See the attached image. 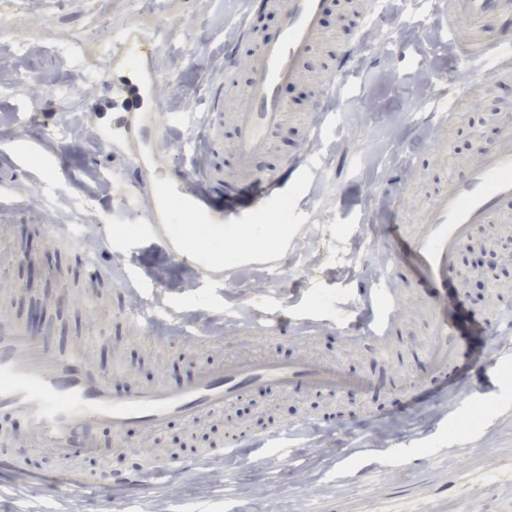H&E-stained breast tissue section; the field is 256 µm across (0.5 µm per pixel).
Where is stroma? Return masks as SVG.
<instances>
[{
	"label": "stroma",
	"mask_w": 512,
	"mask_h": 512,
	"mask_svg": "<svg viewBox=\"0 0 512 512\" xmlns=\"http://www.w3.org/2000/svg\"><path fill=\"white\" fill-rule=\"evenodd\" d=\"M275 35L274 15L249 16L245 0H56L0 11V191L19 209L0 213V319L25 325L38 301L46 315L41 343L58 354L82 351L92 373H109L113 389L133 395L157 383L177 388L197 370L235 358L290 360L303 354L335 363L352 391L246 392L220 409L176 419L157 432L131 428L96 439L104 458L74 459L86 484L75 497L56 494L45 474L55 461L29 448L26 470L0 476V512H512V362L487 363L491 334L512 317V223L483 224L449 272L447 306L461 328L463 371L457 386L436 391L426 351L432 306L409 265L397 323L385 344L357 341L337 324L362 319L359 287L381 282L378 255L395 221L417 224L443 176L465 179L477 147L495 144L512 125V77L470 86L457 52L466 32L449 30L446 0H387L384 16L356 36L347 0H326L323 40L284 86L292 111L313 101L343 45H354L348 72L329 91L335 124L317 141L301 126L276 131L271 154L239 160L265 170L310 157L304 182L284 177L270 203L288 227V251L271 271L241 257L221 265L213 285L175 265L167 239L147 222L151 197L123 152L103 145L112 128L107 60L123 30L152 39L162 71L159 119L142 137L161 163L152 176L164 189L169 167L203 181L199 157L206 88L232 68L238 85L250 69L230 51L243 22ZM462 117L432 133L424 120L438 100ZM413 165L410 184L397 180ZM406 192L401 217L387 197ZM97 254L98 269L83 265ZM144 310L152 324L120 321ZM294 430L295 463L281 460L266 436ZM246 439L224 451L225 439ZM202 454L192 471L146 474L149 491L114 488L106 472L125 473L137 458Z\"/></svg>",
	"instance_id": "obj_1"
}]
</instances>
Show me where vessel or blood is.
I'll return each instance as SVG.
<instances>
[{"label": "vessel or blood", "mask_w": 512, "mask_h": 512, "mask_svg": "<svg viewBox=\"0 0 512 512\" xmlns=\"http://www.w3.org/2000/svg\"><path fill=\"white\" fill-rule=\"evenodd\" d=\"M249 3L274 14L279 20V33L266 38L249 26L236 46L248 57L251 71L246 105L241 111L225 113L223 85L209 88L203 129L213 157L227 149L242 158L270 152L273 133L288 120V105L280 90L299 78L300 67L321 34L324 0ZM507 14H512V0H448L452 27L472 36L462 50L472 84H480L493 74L512 75V50L502 51L476 39L492 19ZM108 66L114 75V92L128 101L126 111L116 113L112 119L111 142L116 145L127 142L148 121L146 106L155 96L160 72L148 52L139 64H131L124 54L112 57ZM227 125L233 131L228 142L222 137ZM128 160L147 178L157 167L159 153L144 144L129 153ZM167 188L178 198L181 211L199 221H252L248 214H224L201 191H185L180 175H173ZM511 199L512 134H508L500 143L477 150L466 179L441 180L423 213L422 223L400 226L397 251L410 256L422 270L430 298L437 300L447 293L448 272L475 227L502 220L501 206ZM372 294L381 299L382 305L371 317L370 331L382 342L393 331L395 309L401 298L397 278L388 276L384 287L373 289ZM430 334L428 356L433 372L437 379H447L460 366L456 325L449 309L436 306ZM302 381L322 390L335 387L339 378L332 365L267 358L199 372L178 389L159 384L134 396H119L106 379L88 371L79 353H54L28 337L15 323L0 321V409L26 419L34 428L38 446L61 461L75 456H101L103 450L96 445L94 434L103 425L118 437L135 424L157 430L174 418H189L224 407L248 390L285 392Z\"/></svg>", "instance_id": "1"}]
</instances>
